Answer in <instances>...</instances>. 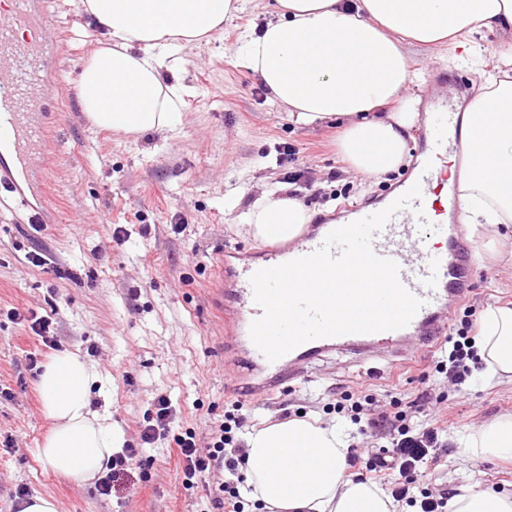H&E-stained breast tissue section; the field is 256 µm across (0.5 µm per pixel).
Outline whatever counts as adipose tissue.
I'll return each mask as SVG.
<instances>
[{
    "label": "adipose tissue",
    "mask_w": 512,
    "mask_h": 512,
    "mask_svg": "<svg viewBox=\"0 0 512 512\" xmlns=\"http://www.w3.org/2000/svg\"><path fill=\"white\" fill-rule=\"evenodd\" d=\"M107 44L81 66L78 100L91 123L128 136L172 133L180 122L184 84L163 80L183 63L184 49L223 29L237 0H80ZM274 18L237 49L296 122L341 119L338 148L349 168L367 176L396 170L418 118L411 68L402 40L468 42L484 29L512 30V0H275ZM476 116V137L463 138L459 209L469 224L512 223V81L482 77L464 111ZM314 214L296 197L265 193L244 226L261 243L301 236ZM480 351L491 378L512 380V307L488 308ZM37 387L52 427L39 454L78 483L101 474L126 444L110 416L94 410L100 373L70 352L44 365ZM244 493L264 512H399L377 485L347 473L348 435L336 425L293 417L253 427ZM471 459L512 460V417L470 431ZM449 512H512V495L460 484Z\"/></svg>",
    "instance_id": "ef3b65f1"
}]
</instances>
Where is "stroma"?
Returning <instances> with one entry per match:
<instances>
[{"label": "stroma", "mask_w": 512, "mask_h": 512, "mask_svg": "<svg viewBox=\"0 0 512 512\" xmlns=\"http://www.w3.org/2000/svg\"><path fill=\"white\" fill-rule=\"evenodd\" d=\"M54 20L36 33L61 88L46 100L52 128L35 170L49 169L46 206L50 224L33 230L26 212L0 195V512H19L24 496H52L58 512H208V495L223 474L211 471L194 488L182 484V463L166 441L143 447L140 430L154 414L157 395L176 410L173 432L196 433L206 446L225 408L241 401L248 426L277 422L283 411L305 408L322 422L347 426L361 456L385 443L367 423L332 413L329 405L350 394L376 400L381 410L421 421H446L442 449L430 457L414 489L452 491L472 480L512 494V462L470 460L461 440L482 423L512 415V383L474 372L464 385L445 383L435 370L437 349L405 365L352 354H330L305 365L292 386L273 395L239 400L224 365V316L218 309V258L235 265L260 260L265 245L241 226L263 192L288 187L323 218L356 205L377 203L405 180L432 132L431 101L444 92L466 108L478 78L449 67L465 48L403 46L412 64V89L420 122L407 140L406 166L381 177L351 172L337 151L343 126L324 121L304 126L259 77L241 65L236 50L244 33L268 19L262 0H240L221 32L184 53L186 97L174 137H137L92 126L79 106L82 63L102 44L103 33L79 0H41ZM502 226H486L474 239L472 293L448 330L457 335L496 305L512 304V243ZM51 257L47 268L30 263L32 252ZM50 317L53 347L32 328ZM78 353L100 372L107 396L92 407L111 415L139 448L122 484L102 494L99 482L79 484L55 473L39 455L50 422L43 413L37 377L56 353ZM37 363H30L29 354ZM430 400H421L422 392Z\"/></svg>", "instance_id": "obj_1"}]
</instances>
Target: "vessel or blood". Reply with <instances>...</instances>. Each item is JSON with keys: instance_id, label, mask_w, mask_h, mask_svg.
Instances as JSON below:
<instances>
[{"instance_id": "vessel-or-blood-1", "label": "vessel or blood", "mask_w": 512, "mask_h": 512, "mask_svg": "<svg viewBox=\"0 0 512 512\" xmlns=\"http://www.w3.org/2000/svg\"><path fill=\"white\" fill-rule=\"evenodd\" d=\"M10 13L0 14V60L10 63L0 69V189L18 196L29 206L30 162L40 154L46 140L45 113L39 100L48 98L51 89L44 77L47 62L38 39H19L21 28L46 24L47 14L35 12L31 0H12ZM442 131L434 137L432 157L414 179L423 195L396 212L376 233L372 247L376 255L394 260L399 266L401 284L423 305L410 323L400 329L368 334H345L308 341L277 361H268L250 338V325L260 316L254 301L251 276L258 269L277 266L316 250L331 232L325 224L300 236L292 245L268 249L259 263L225 268L231 286L224 297L231 308L227 334L237 346L243 370L234 380L239 395L249 396L260 389L279 387L294 380L303 364L334 349H349L360 358L400 361L409 350H421L442 336L453 313L466 297L465 284L471 276L470 245L444 221L435 219L427 193L433 183H444L443 164L459 150L460 137L450 136L457 120L447 102H440L433 114Z\"/></svg>"}]
</instances>
